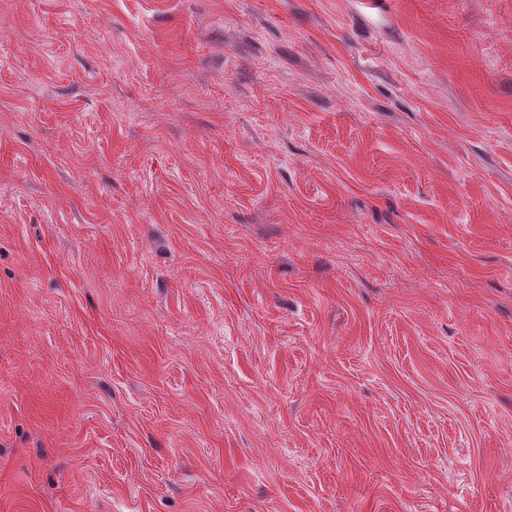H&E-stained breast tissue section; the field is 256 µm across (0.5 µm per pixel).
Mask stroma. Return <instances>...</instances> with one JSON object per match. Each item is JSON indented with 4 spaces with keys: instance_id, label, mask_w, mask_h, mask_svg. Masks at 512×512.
<instances>
[{
    "instance_id": "1",
    "label": "stroma",
    "mask_w": 512,
    "mask_h": 512,
    "mask_svg": "<svg viewBox=\"0 0 512 512\" xmlns=\"http://www.w3.org/2000/svg\"><path fill=\"white\" fill-rule=\"evenodd\" d=\"M0 512H512V0H0Z\"/></svg>"
}]
</instances>
